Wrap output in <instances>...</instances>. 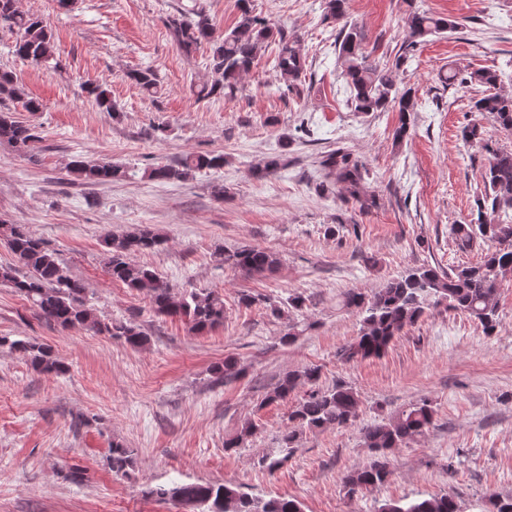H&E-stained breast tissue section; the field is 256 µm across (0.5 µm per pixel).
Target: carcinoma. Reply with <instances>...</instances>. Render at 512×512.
Returning a JSON list of instances; mask_svg holds the SVG:
<instances>
[{"label": "carcinoma", "instance_id": "cac0c4a2", "mask_svg": "<svg viewBox=\"0 0 512 512\" xmlns=\"http://www.w3.org/2000/svg\"><path fill=\"white\" fill-rule=\"evenodd\" d=\"M324 18L341 23L336 36L337 60L349 95L348 105L353 111L368 114L384 112L389 108L401 114L400 125L394 131L398 141L407 136L406 114L416 110L410 90L401 89L391 75L370 60L365 51L363 29L345 21L347 0H324ZM16 31L14 45L17 56L33 63H47L54 56L52 32L44 21L16 8L15 0H0V22ZM410 41L414 48L428 35L457 28L454 20L437 16L415 6L406 17ZM167 27L180 50L190 54L200 46L210 47L212 79L202 84L197 99L231 97L242 76L250 73L266 50L273 49V69L280 77L277 91L283 95L303 93L302 78L306 77L307 56L300 40L284 29L253 14L249 0H239V16L235 25L215 36L212 19L199 6L173 15ZM142 92L157 93L158 79L150 69L134 70L128 74ZM448 84L462 87L481 86L482 96L474 99L475 111L489 114L500 128L512 131V95L497 90L500 74L493 69H478L460 77L455 71L445 77ZM88 94L98 105L115 110L109 92L103 85L91 82ZM0 95L21 99L23 92L13 77L0 73ZM38 140L35 128L14 120L8 112H0V141L6 142L25 155ZM290 138H282L281 152L266 158L257 172L262 176L288 166ZM223 154H189L171 164H159L149 177L160 182H185L199 171L224 167ZM323 180L318 184L320 193L330 191L339 183L361 206L364 183L369 170L364 162L342 148L331 151L320 161ZM71 171L94 183H108L125 177V171L107 160L88 163L76 159ZM484 196L478 206L477 219L471 224H456L452 232L461 245L467 246L480 238L488 248L480 263L458 267L449 271L441 267L424 265L406 274L386 281L369 295L350 289L343 297L344 305L361 315L358 335L342 350L347 362L383 356L392 342L404 330L417 322L431 307L464 314L477 321L485 334H493L498 327V292L505 277L512 274V221L504 216L512 211V152H492L488 167L482 174ZM0 238L5 240L19 267H0V283L8 284L30 302L40 317L62 328L80 326L88 331L105 334L124 341L132 348L144 346L148 338L132 320L104 318L87 305L84 283L68 273L58 254L39 238L34 237L21 224H0ZM163 240L149 228L133 233L112 234L103 240L107 255V273L112 281L142 292L149 298L153 312L159 316L179 317L192 332L203 334L224 323V299L214 291L192 288L177 291L154 269L130 261L135 252L154 251ZM279 260L272 252L244 247L224 252V264L245 275H264L277 269ZM28 275H19V269ZM8 346L27 357L31 366L45 374H61L64 365L45 347L25 340L9 341L0 338V346ZM215 381L237 377L241 373L238 361L226 358L212 367ZM320 376L316 367H305L284 378L263 398V404L285 401L301 385L310 384L307 392L290 413V426L281 438L277 455H268L263 464L269 472L278 470L292 452L297 432L303 429H326L348 425L357 416L360 406L358 394L350 387L337 384L330 389L315 387ZM434 409L431 402L422 400L393 412L379 422L363 429L367 447L375 452L367 464L348 471L343 478L347 495L354 497L365 490L385 483L389 475L386 451L398 448L423 435L433 424ZM256 432L253 422H245L237 435L224 443L231 451L245 445ZM108 464L112 472L126 476L135 468L133 451L119 443L109 449ZM148 494L160 500L189 505L198 512H303L296 499L272 497L254 498L238 488L220 483H184L171 481L149 489ZM380 512H460L453 496L446 494L402 503L389 500Z\"/></svg>", "mask_w": 512, "mask_h": 512}]
</instances>
